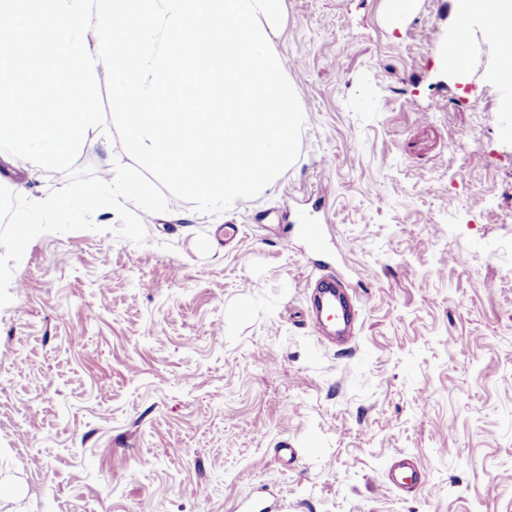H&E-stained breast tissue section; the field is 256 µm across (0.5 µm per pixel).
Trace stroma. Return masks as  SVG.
<instances>
[{
    "mask_svg": "<svg viewBox=\"0 0 512 512\" xmlns=\"http://www.w3.org/2000/svg\"><path fill=\"white\" fill-rule=\"evenodd\" d=\"M395 3L285 0L301 151L258 196L169 198L141 245L109 208L29 243L0 307V512H512V113L481 35L441 67L451 0ZM67 180L0 156L29 200ZM328 263L348 346L310 318ZM399 455L423 492L384 485Z\"/></svg>",
    "mask_w": 512,
    "mask_h": 512,
    "instance_id": "stroma-1",
    "label": "stroma"
}]
</instances>
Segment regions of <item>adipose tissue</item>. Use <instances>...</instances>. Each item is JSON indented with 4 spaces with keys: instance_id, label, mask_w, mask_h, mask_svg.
<instances>
[{
    "instance_id": "1",
    "label": "adipose tissue",
    "mask_w": 512,
    "mask_h": 512,
    "mask_svg": "<svg viewBox=\"0 0 512 512\" xmlns=\"http://www.w3.org/2000/svg\"><path fill=\"white\" fill-rule=\"evenodd\" d=\"M479 20L481 33L497 57H512V0H453L450 35L457 50L453 59L465 58V46L471 39V22Z\"/></svg>"
}]
</instances>
